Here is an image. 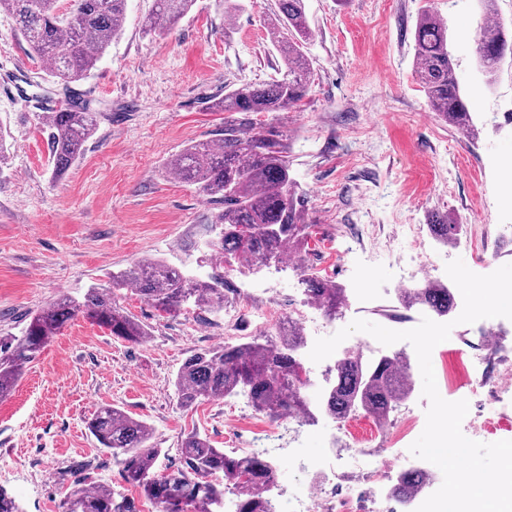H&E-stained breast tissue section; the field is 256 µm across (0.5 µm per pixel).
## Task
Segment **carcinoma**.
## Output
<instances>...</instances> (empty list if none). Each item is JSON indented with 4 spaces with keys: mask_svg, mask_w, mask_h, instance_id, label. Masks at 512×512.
Here are the masks:
<instances>
[{
    "mask_svg": "<svg viewBox=\"0 0 512 512\" xmlns=\"http://www.w3.org/2000/svg\"><path fill=\"white\" fill-rule=\"evenodd\" d=\"M127 0H74L67 15L58 0H0V11L12 14L33 53L49 63L51 74L70 84L83 80L96 67L112 39L123 28ZM194 0H154L145 19L147 32L184 16ZM273 42L280 48L283 72L261 85L243 84L224 94L220 110L234 112L224 121L223 137L192 144L174 155L170 168L183 183L197 186L224 203L217 217L221 231L210 242L211 254L231 266L280 262L286 252L300 254L309 236L304 203L295 197L287 147L283 140L257 128L251 116L282 112L301 106L310 88L311 68L304 52L313 37L305 0H277L269 22ZM414 62L433 111L448 124L469 133L473 116L462 94L448 27L431 13L415 26ZM474 43L481 70L496 77L512 44V29L501 24L480 26ZM97 113L73 98L49 121L53 176H62L81 156L93 135ZM443 246L459 242L461 225L444 217L429 225ZM309 296L329 317L345 303L344 289L314 273L306 277ZM133 289L162 313H176L188 304L214 314L224 311V277L200 280L186 271L155 260H142L112 278V288H90L80 298L64 296L36 312L18 336H0V400L8 397L27 366L42 352L66 322L82 314L110 330L118 340L140 343L149 330L120 305L114 289ZM401 302L418 305L438 316L456 307L447 284L429 280L406 289ZM304 336L298 323L288 321L274 336L262 334L246 342L199 349L179 367L173 381L177 404L190 408L203 399L247 393L252 406L272 419L309 420L314 411L345 421L359 412L380 425L412 391L409 358L395 353L390 359L366 362L345 356L335 365L336 379L316 409L304 395L308 379L299 358ZM88 429L103 449L111 452L122 479L139 494H117L101 484L91 490L74 485L61 501L62 512H141L145 499L160 512H224V490L237 492V512H275L269 497L275 470L260 455L243 457L215 447L198 432L181 442V461L157 470L162 453L151 427L120 408L101 406ZM427 481L420 470L402 472L390 489L394 499L409 500Z\"/></svg>",
    "mask_w": 512,
    "mask_h": 512,
    "instance_id": "1",
    "label": "carcinoma"
}]
</instances>
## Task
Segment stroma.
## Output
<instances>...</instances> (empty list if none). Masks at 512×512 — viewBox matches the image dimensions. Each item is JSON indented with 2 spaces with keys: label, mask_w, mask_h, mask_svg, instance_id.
<instances>
[{
  "label": "stroma",
  "mask_w": 512,
  "mask_h": 512,
  "mask_svg": "<svg viewBox=\"0 0 512 512\" xmlns=\"http://www.w3.org/2000/svg\"><path fill=\"white\" fill-rule=\"evenodd\" d=\"M195 0L175 24L150 34L142 21L153 0H128L123 29L90 76L64 87L31 55L17 21L0 12V129L9 134L0 164V336L18 333L28 315L54 298L106 288L113 274L142 259L185 268L206 279L224 276L228 303L214 315L187 306L159 313L134 290L120 303L150 331L140 344L76 316L54 336L13 393L0 400V488L25 512H61L74 485L131 488L89 433L86 422L104 404L145 421L166 451L159 467L179 460L182 438L197 431L233 453L243 434L277 453L299 458L278 476L279 512H296L314 473L309 464L334 456L344 489L359 512H371L382 487L347 464L351 448L403 450L426 424L429 402L413 373L410 398L386 425L359 415L337 427L321 414L298 424L256 411L245 394L179 408L173 378L193 351L258 335L252 311L277 313L281 297L305 299L306 285L285 265L216 266L207 248L222 202L176 179L170 158L196 141L216 139L224 113L215 103L227 89L277 77L281 55L268 22L277 0ZM313 30L307 46L313 84L299 111L255 120L288 147L294 190L304 199L312 235L306 264L346 290L333 326L363 319L395 331L416 327L425 311L404 309L397 286L418 265L405 249L415 232L448 282L447 262L462 259L487 275L512 264V194L502 186L512 161V56L493 85L478 69L474 32L480 0H305ZM433 11L448 26L457 75L479 129L471 138L432 112L414 66V30ZM87 101L98 126L68 173L53 178L45 108L69 97ZM459 216L452 247L438 245L428 226ZM375 288L380 305L360 308V286ZM479 324H459L432 351L441 397L468 400L461 429L472 440H512V431L476 432V415L512 404V320L501 325L497 351L480 357Z\"/></svg>",
  "instance_id": "1"
}]
</instances>
